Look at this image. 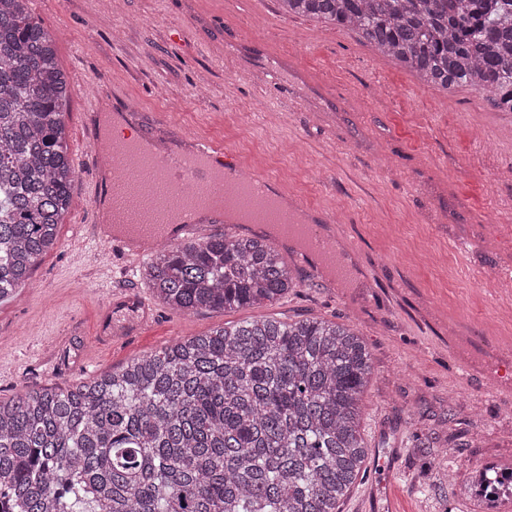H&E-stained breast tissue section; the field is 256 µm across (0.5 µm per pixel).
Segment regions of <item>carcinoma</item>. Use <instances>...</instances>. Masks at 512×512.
Returning <instances> with one entry per match:
<instances>
[{
    "label": "carcinoma",
    "mask_w": 512,
    "mask_h": 512,
    "mask_svg": "<svg viewBox=\"0 0 512 512\" xmlns=\"http://www.w3.org/2000/svg\"><path fill=\"white\" fill-rule=\"evenodd\" d=\"M0 0V302L53 250L75 169L56 38ZM356 34L426 84L512 112V0H280ZM178 314L237 311L297 287L261 236L165 246L143 266ZM364 337L318 319H253L66 387L0 399V512H341L369 448Z\"/></svg>",
    "instance_id": "obj_1"
}]
</instances>
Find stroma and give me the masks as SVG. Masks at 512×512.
I'll list each match as a JSON object with an SVG mask.
<instances>
[{"instance_id": "stroma-1", "label": "stroma", "mask_w": 512, "mask_h": 512, "mask_svg": "<svg viewBox=\"0 0 512 512\" xmlns=\"http://www.w3.org/2000/svg\"><path fill=\"white\" fill-rule=\"evenodd\" d=\"M33 0L71 84L76 176L59 242L0 304V398L67 386L172 341L250 317L350 325L374 364L360 432L367 469L342 512H487L465 489L512 463V391H493L512 297L476 270L512 262V112L468 88L445 92L356 34L285 14L279 0ZM126 99L129 132L227 143L305 218L344 242L357 275L315 282L296 246L270 236L296 288L236 312L170 311L142 261L82 227L99 159L90 100Z\"/></svg>"}]
</instances>
